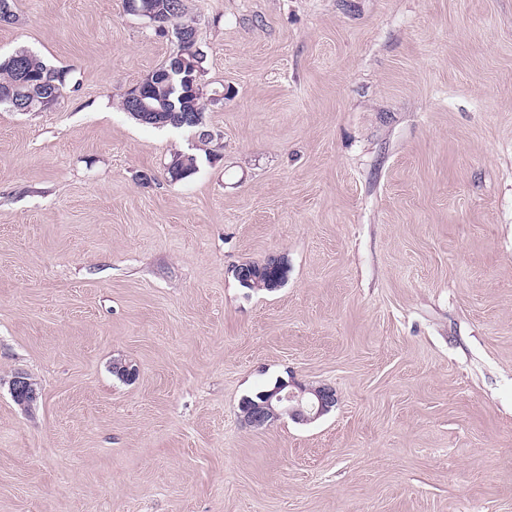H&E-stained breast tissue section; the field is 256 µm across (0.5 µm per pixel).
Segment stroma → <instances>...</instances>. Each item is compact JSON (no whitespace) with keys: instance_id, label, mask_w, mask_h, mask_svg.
I'll return each instance as SVG.
<instances>
[{"instance_id":"stroma-1","label":"stroma","mask_w":512,"mask_h":512,"mask_svg":"<svg viewBox=\"0 0 512 512\" xmlns=\"http://www.w3.org/2000/svg\"><path fill=\"white\" fill-rule=\"evenodd\" d=\"M183 4L199 131L122 111L177 50L125 0L0 25L67 72L0 107V512H512V0ZM280 380L336 405L245 422ZM256 265H257V263H251L250 271L244 270V269H239V270L236 269L238 278L240 279V281H239V279H237L239 281V283L241 282L242 284H247L250 289L267 290L265 288V282L268 279H270V278H279L280 279L281 277H285V276H287V278H288V266L283 269L282 267H272L270 265H267V266L263 267L262 270H260L258 268H254V270H251L252 267H254ZM249 272H251L256 277V280H253V282H254L253 288L250 287L252 285L251 280H252L253 276L250 275ZM242 284H241L242 287L247 288ZM11 392L15 401L25 406H30L38 398L34 383L22 373L13 378Z\"/></svg>"}]
</instances>
